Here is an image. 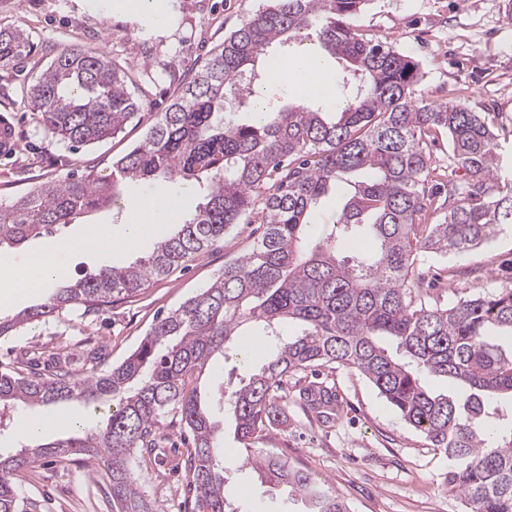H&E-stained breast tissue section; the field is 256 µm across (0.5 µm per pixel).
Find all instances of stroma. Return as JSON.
I'll return each instance as SVG.
<instances>
[{"mask_svg":"<svg viewBox=\"0 0 512 512\" xmlns=\"http://www.w3.org/2000/svg\"><path fill=\"white\" fill-rule=\"evenodd\" d=\"M507 2L369 0L353 19L366 38L419 62V101L437 105L452 99L486 118L498 136L500 168L490 181L496 192L512 180V13ZM264 3L167 0V23L146 29L140 17L119 9L117 0H0V27L23 28L36 44L14 69L0 72V114L8 115L21 141L13 155L0 156V204L36 184L74 173L110 175L113 161L142 141L176 95L178 87L170 83L168 72L205 61L216 42ZM64 46L92 48L149 74L135 91L143 110L119 134L76 151L44 132L39 113L29 111L21 95L49 65L54 50ZM139 194L137 186H127L120 205L84 214L59 227L57 237L74 240L90 226L124 223L127 203ZM262 232L261 213L253 211L187 268L152 279L140 292L115 297L111 307L88 312L78 307L18 328L0 339V367H15L25 355L47 373L61 351L78 378L89 376L93 367L121 363L158 315L209 286ZM156 242L152 236L132 247L96 253L74 248L63 262L75 281L104 265L146 258ZM460 267L468 268V275L449 279V270ZM411 279L419 292L444 302L512 286V224L499 227L490 242L466 254L421 255ZM312 380L334 387L344 407L336 421L318 422L299 406L298 390ZM286 392L287 424L258 440V447L275 449L309 468L345 501L349 512H468L460 495L445 489V455L407 426L358 372L322 367L290 378ZM210 410L224 430V496L230 512H302L301 502L262 481L245 464L246 451L231 420L218 405ZM162 430L170 450L140 458L134 469L137 486L159 512H195L177 452L183 443L179 415L165 414ZM17 493L20 500L35 503V512H112L101 468L80 457L65 467L53 458L41 460L18 483Z\"/></svg>","mask_w":512,"mask_h":512,"instance_id":"stroma-1","label":"stroma"}]
</instances>
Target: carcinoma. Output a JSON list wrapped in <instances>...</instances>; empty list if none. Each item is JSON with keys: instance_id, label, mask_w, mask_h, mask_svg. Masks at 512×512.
<instances>
[{"instance_id": "obj_1", "label": "carcinoma", "mask_w": 512, "mask_h": 512, "mask_svg": "<svg viewBox=\"0 0 512 512\" xmlns=\"http://www.w3.org/2000/svg\"><path fill=\"white\" fill-rule=\"evenodd\" d=\"M367 0H271L195 63L143 140L112 162V178L91 173L44 183L0 206V248L48 236L54 227L117 200L126 184L179 182L203 189L188 218L158 233L150 256L107 265L56 289L45 302L0 317V338L18 327L76 306L99 310L112 297L141 291L152 279L184 268L224 240L264 196L265 228L252 249L224 267L213 283L157 319L121 364L74 378L66 355L50 375L0 370V411L21 403L84 406L117 401L93 433L69 429L54 439L0 455V512H28L16 481L42 457L80 456L109 479L112 512H158L134 477L137 452L164 447L161 418L177 411L188 433L186 458L196 512H227L224 467L217 459L218 425L195 381L215 355L235 342L246 362L247 336L274 337L266 362L223 398L246 451L286 423L281 402L291 375L338 365L366 377L402 420L451 464L448 487L469 512H512V288L443 304L415 295L409 274L422 253L463 254L512 224V183L489 196L500 167L485 118L448 101L419 105V65L388 45L364 39L350 19ZM317 25L320 44L342 72L348 99L339 112L289 105L246 123L226 107L243 103L253 77L268 74L274 43ZM34 41L0 28V68L30 55ZM136 74L106 54L63 47L30 85L28 105L53 137L81 147L120 132L142 103L129 91ZM448 135L453 161L444 199L427 195L432 159L427 140ZM463 170L467 178L457 175ZM336 195V233L316 239L310 217ZM442 222L423 224L429 209ZM397 343L392 356L381 339ZM447 381L437 393L425 381ZM306 411L330 419L340 412L332 388L299 390ZM259 477L300 497L305 512H348L316 475L263 448L249 461Z\"/></svg>"}]
</instances>
